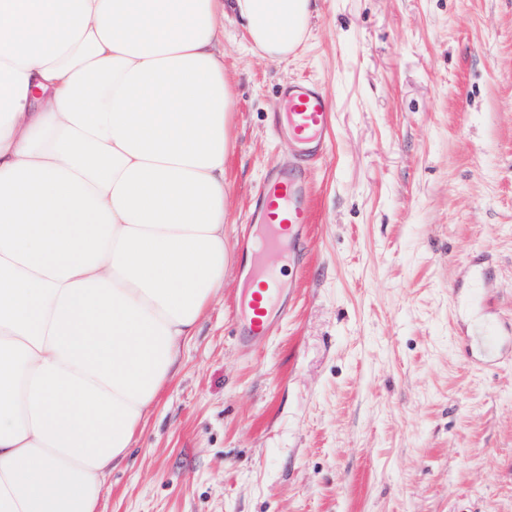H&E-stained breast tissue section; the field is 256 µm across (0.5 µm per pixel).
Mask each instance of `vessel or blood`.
I'll list each match as a JSON object with an SVG mask.
<instances>
[{
  "mask_svg": "<svg viewBox=\"0 0 512 512\" xmlns=\"http://www.w3.org/2000/svg\"><path fill=\"white\" fill-rule=\"evenodd\" d=\"M283 122L305 167H312L331 145L333 114L318 82L290 84L282 95ZM302 182L295 173L270 171L258 197L261 219L252 235L248 278L252 285L235 299L232 319L242 351L266 343L288 315V284L281 277V261L298 256L311 221L302 201ZM483 348L470 363L493 366L512 361V322L488 321Z\"/></svg>",
  "mask_w": 512,
  "mask_h": 512,
  "instance_id": "1",
  "label": "vessel or blood"
}]
</instances>
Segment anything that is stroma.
Masks as SVG:
<instances>
[{"label": "stroma", "mask_w": 512, "mask_h": 512, "mask_svg": "<svg viewBox=\"0 0 512 512\" xmlns=\"http://www.w3.org/2000/svg\"><path fill=\"white\" fill-rule=\"evenodd\" d=\"M236 106L224 288L113 469L101 512H512V363L476 368L489 262L512 320V0H315L285 59L224 17ZM317 80L332 146L288 319L241 352L237 247L271 166L280 90Z\"/></svg>", "instance_id": "obj_1"}]
</instances>
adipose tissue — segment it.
<instances>
[{
	"instance_id": "ef3b65f1",
	"label": "adipose tissue",
	"mask_w": 512,
	"mask_h": 512,
	"mask_svg": "<svg viewBox=\"0 0 512 512\" xmlns=\"http://www.w3.org/2000/svg\"><path fill=\"white\" fill-rule=\"evenodd\" d=\"M313 0H0V512H99L224 286L220 17L288 57Z\"/></svg>"
}]
</instances>
